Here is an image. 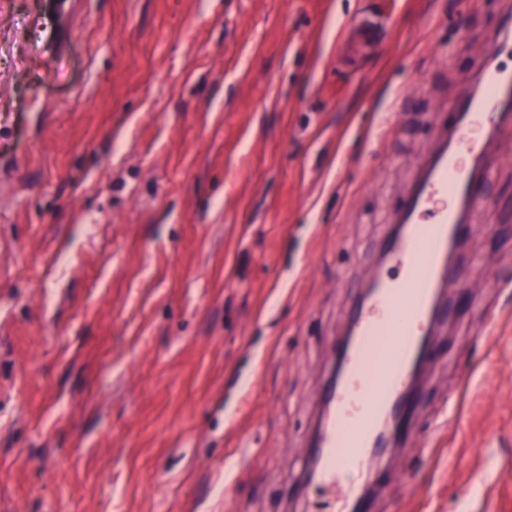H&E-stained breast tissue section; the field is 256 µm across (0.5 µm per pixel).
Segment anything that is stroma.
<instances>
[{"mask_svg":"<svg viewBox=\"0 0 512 512\" xmlns=\"http://www.w3.org/2000/svg\"><path fill=\"white\" fill-rule=\"evenodd\" d=\"M509 22L512 0H0V512L327 507L297 482L320 383ZM492 153L369 512H512V145Z\"/></svg>","mask_w":512,"mask_h":512,"instance_id":"1","label":"stroma"}]
</instances>
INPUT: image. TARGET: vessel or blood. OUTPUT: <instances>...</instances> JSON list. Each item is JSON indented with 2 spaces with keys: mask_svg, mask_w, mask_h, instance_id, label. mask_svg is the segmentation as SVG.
<instances>
[{
  "mask_svg": "<svg viewBox=\"0 0 512 512\" xmlns=\"http://www.w3.org/2000/svg\"><path fill=\"white\" fill-rule=\"evenodd\" d=\"M511 46L508 27L483 46L485 64L475 85L452 105L453 130L443 134L392 220L382 261L401 276L375 280L353 310L352 339L321 386L315 453L305 477L336 489L329 512H359L360 486L346 475L374 468L378 450L387 445L384 426L394 421L399 434L411 430L416 370L427 352L429 327L439 318L448 251L466 229L463 210L489 195V150L511 123L500 103L512 95V68L497 62Z\"/></svg>",
  "mask_w": 512,
  "mask_h": 512,
  "instance_id": "b4317fda",
  "label": "vessel or blood"
}]
</instances>
